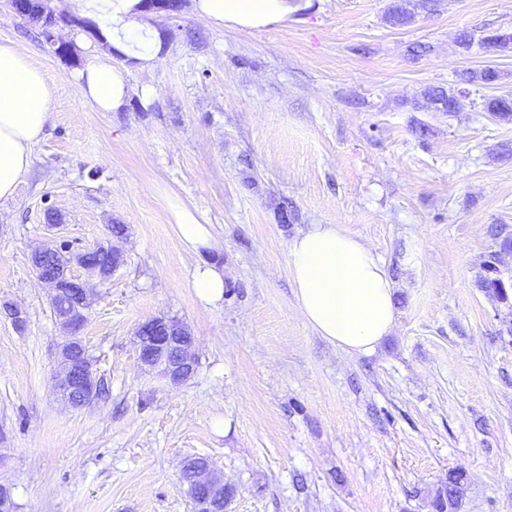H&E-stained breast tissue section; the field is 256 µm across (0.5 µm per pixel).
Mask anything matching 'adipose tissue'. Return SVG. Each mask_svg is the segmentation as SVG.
I'll list each match as a JSON object with an SVG mask.
<instances>
[{"mask_svg":"<svg viewBox=\"0 0 512 512\" xmlns=\"http://www.w3.org/2000/svg\"><path fill=\"white\" fill-rule=\"evenodd\" d=\"M70 9L97 21L114 51L151 66L161 47L156 29L142 24L144 0H68ZM212 25L261 29L287 19L292 0H196ZM83 97L99 111L115 112L130 87L126 68L109 55L78 74ZM53 91L44 71L10 42H0V204L14 199L32 164L31 147L44 135ZM168 212L188 251L211 245V232L196 212L170 196ZM289 272L298 311L306 324L345 352L369 354L393 330L392 284L382 260L361 239L333 224H315L288 246Z\"/></svg>","mask_w":512,"mask_h":512,"instance_id":"adipose-tissue-1","label":"adipose tissue"}]
</instances>
